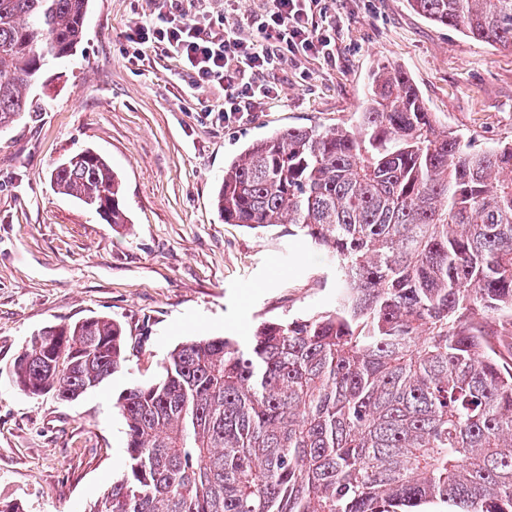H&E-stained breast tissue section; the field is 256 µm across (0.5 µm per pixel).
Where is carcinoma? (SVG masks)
Listing matches in <instances>:
<instances>
[{"mask_svg": "<svg viewBox=\"0 0 512 512\" xmlns=\"http://www.w3.org/2000/svg\"><path fill=\"white\" fill-rule=\"evenodd\" d=\"M428 21L512 47V0H410ZM89 0H0V129L33 111ZM55 190L115 228L119 175L84 149ZM226 224L290 226L336 262V305L199 336L115 402L127 471L91 512H512V142L442 129L381 66L355 128L288 127L224 166ZM13 383L71 400L123 363L105 317L44 327Z\"/></svg>", "mask_w": 512, "mask_h": 512, "instance_id": "obj_1", "label": "carcinoma"}]
</instances>
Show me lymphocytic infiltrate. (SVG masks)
I'll list each match as a JSON object with an SVG mask.
<instances>
[{
  "mask_svg": "<svg viewBox=\"0 0 512 512\" xmlns=\"http://www.w3.org/2000/svg\"><path fill=\"white\" fill-rule=\"evenodd\" d=\"M321 0H267L232 23L201 24L206 0H157L152 18L130 28L128 42H153L183 63L195 89H224L225 122H244L278 96L267 75L290 56L333 55L336 20L318 14Z\"/></svg>",
  "mask_w": 512,
  "mask_h": 512,
  "instance_id": "obj_1",
  "label": "lymphocytic infiltrate"
}]
</instances>
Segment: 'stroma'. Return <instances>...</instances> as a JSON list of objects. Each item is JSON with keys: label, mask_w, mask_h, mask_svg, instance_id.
<instances>
[{"label": "stroma", "mask_w": 512, "mask_h": 512, "mask_svg": "<svg viewBox=\"0 0 512 512\" xmlns=\"http://www.w3.org/2000/svg\"><path fill=\"white\" fill-rule=\"evenodd\" d=\"M321 5L341 19L335 59L288 58L278 101L228 124L220 87L190 90L178 58L126 40L155 0H90L77 52L31 90L38 110L0 132V504L89 512L126 471L117 397L154 380L170 350L198 336L242 343L261 321L333 307L323 250L283 226L219 218L224 165L247 144L288 126L354 124L381 64L407 73L437 121L477 146L512 140V47L432 24L408 0ZM84 149L120 176L125 228L52 187V169ZM94 315L122 325L123 370L72 401L13 384L34 331Z\"/></svg>", "instance_id": "stroma-1"}]
</instances>
